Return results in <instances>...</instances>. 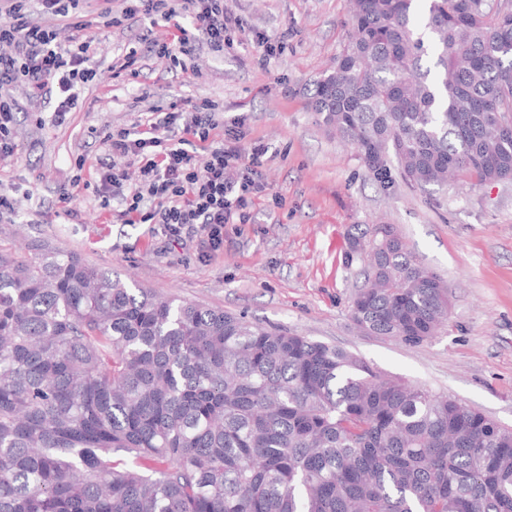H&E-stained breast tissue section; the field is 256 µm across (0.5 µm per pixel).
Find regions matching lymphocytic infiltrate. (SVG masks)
Wrapping results in <instances>:
<instances>
[{"instance_id":"1","label":"lymphocytic infiltrate","mask_w":512,"mask_h":512,"mask_svg":"<svg viewBox=\"0 0 512 512\" xmlns=\"http://www.w3.org/2000/svg\"><path fill=\"white\" fill-rule=\"evenodd\" d=\"M94 17H86L81 0H0V160L17 155L22 146L13 136L20 104L3 94L20 86L29 102L50 108L62 124L80 107L81 92L97 77L90 49L98 28L122 26L129 20L148 22L138 43L123 60L134 66L143 53L170 58L182 76L193 71L197 43L223 52L242 24L224 0H128L122 16H114L109 0H98ZM215 103L201 99L183 107L174 101L154 109L146 128H121L105 136L112 158L101 178L105 200L118 203L127 224H157L170 244H182L200 231L211 249L224 244V227L248 221V209L265 185L257 170L237 178L227 172L243 154L264 155L263 146L242 151L238 126H220ZM224 140L214 143L213 132ZM204 151V165L195 162ZM141 160L140 180L126 184L124 158Z\"/></svg>"}]
</instances>
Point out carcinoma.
I'll use <instances>...</instances> for the list:
<instances>
[{"mask_svg":"<svg viewBox=\"0 0 512 512\" xmlns=\"http://www.w3.org/2000/svg\"><path fill=\"white\" fill-rule=\"evenodd\" d=\"M311 89L381 184L512 180V0H349ZM0 250V512H512V428L348 352L160 299L43 243ZM367 336L415 347L448 287L354 237Z\"/></svg>","mask_w":512,"mask_h":512,"instance_id":"1","label":"carcinoma"}]
</instances>
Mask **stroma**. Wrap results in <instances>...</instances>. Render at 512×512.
I'll return each mask as SVG.
<instances>
[{"instance_id": "35a3bbf8", "label": "stroma", "mask_w": 512, "mask_h": 512, "mask_svg": "<svg viewBox=\"0 0 512 512\" xmlns=\"http://www.w3.org/2000/svg\"><path fill=\"white\" fill-rule=\"evenodd\" d=\"M243 23L242 41L216 56L200 46L190 80L170 59L145 55L131 84L112 64L141 31L136 21L99 30L100 74L80 111L54 126L49 112H22L15 136L24 150L0 163V248L31 255L47 241L163 297L218 308L261 325L342 348L375 370L445 393L512 428V181L439 190L395 180L385 188L356 150L316 119L310 88L347 38V0H224ZM288 32L282 54L259 63L255 42ZM185 97L207 98L223 122L242 119L243 146L263 144L267 185L245 224L224 227V246L200 239L167 244L155 224H125L97 194L101 139L146 122L150 110ZM84 182L57 205L74 175ZM388 224L415 259L447 285L448 325L408 347L358 332L350 302L365 263L347 260L351 237Z\"/></svg>"}]
</instances>
